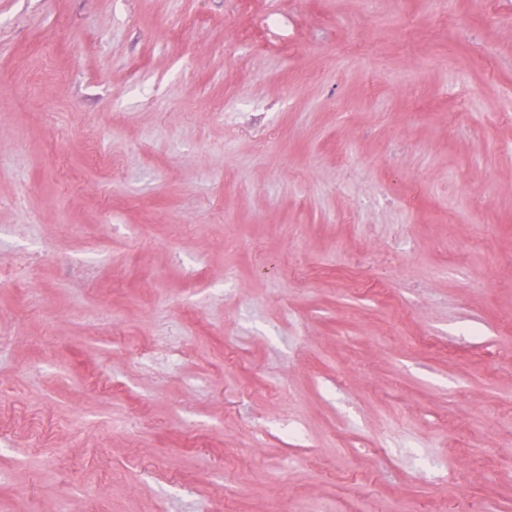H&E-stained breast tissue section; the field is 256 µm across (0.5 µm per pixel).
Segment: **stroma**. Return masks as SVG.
<instances>
[{
  "label": "stroma",
  "mask_w": 512,
  "mask_h": 512,
  "mask_svg": "<svg viewBox=\"0 0 512 512\" xmlns=\"http://www.w3.org/2000/svg\"><path fill=\"white\" fill-rule=\"evenodd\" d=\"M425 11L0 0V512H512V0Z\"/></svg>",
  "instance_id": "35a3bbf8"
}]
</instances>
